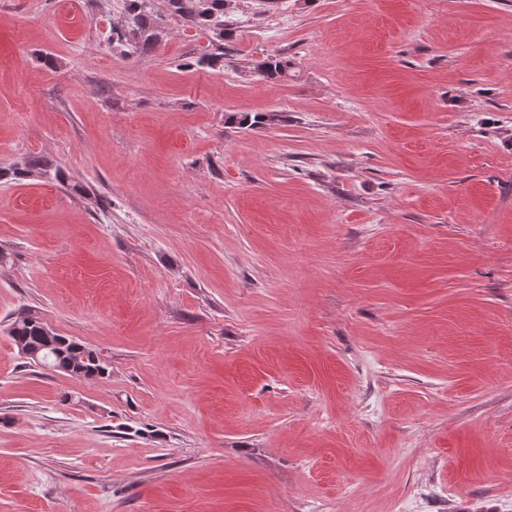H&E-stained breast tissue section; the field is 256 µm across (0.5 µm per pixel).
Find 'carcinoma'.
Returning <instances> with one entry per match:
<instances>
[{"mask_svg":"<svg viewBox=\"0 0 512 512\" xmlns=\"http://www.w3.org/2000/svg\"><path fill=\"white\" fill-rule=\"evenodd\" d=\"M230 5L231 0H164L165 10L177 22L210 32L220 47L224 46V15ZM158 13L156 0H122L121 19L105 36L106 44L126 55L151 53L163 38ZM257 73L267 82L279 81L288 76V61L269 56L257 66ZM274 120L272 113H231L225 123L251 129ZM36 170L44 176L61 177L59 168L41 159L12 169L11 175L20 180ZM46 327L38 317L24 314L10 325L9 336L18 351L37 354L35 364L85 379L107 375V364L95 350L71 336L48 332Z\"/></svg>","mask_w":512,"mask_h":512,"instance_id":"1","label":"carcinoma"}]
</instances>
